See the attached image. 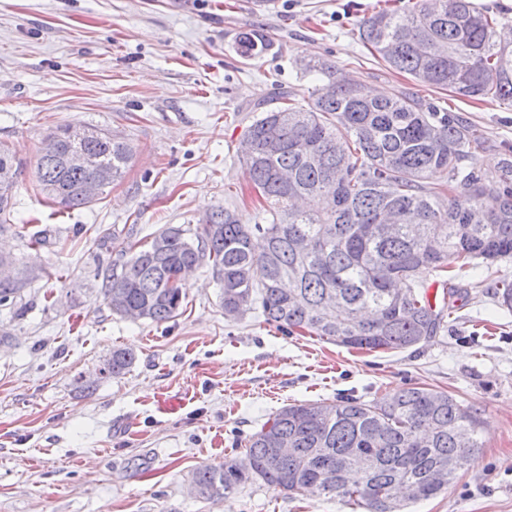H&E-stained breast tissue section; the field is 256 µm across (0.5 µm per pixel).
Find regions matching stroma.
<instances>
[{
    "mask_svg": "<svg viewBox=\"0 0 512 512\" xmlns=\"http://www.w3.org/2000/svg\"><path fill=\"white\" fill-rule=\"evenodd\" d=\"M378 0H0V142L24 162L16 188L23 235L0 246L24 287L0 310V512H366L333 495L296 496L260 481L221 498L193 495L203 464L242 455L281 408L351 394L378 400L429 387L477 409L479 453L435 498L409 512H512V313L492 280L459 271L467 296L431 341L403 351L348 349L290 336L260 310L225 318L208 268L190 277L179 316L156 325L113 316L96 267L165 225L205 224L211 211L256 221L258 197L237 154L245 104L277 88L308 95L299 63L326 57L376 93H435L379 65L357 40ZM266 34L254 59L240 32ZM481 132L489 177L512 156V103L454 99ZM109 129L134 146L121 180L90 207L59 216L36 168L57 126ZM131 226L110 252L98 238ZM51 228L33 251L27 235ZM135 362L98 377L113 349ZM94 391H87L88 382Z\"/></svg>",
    "mask_w": 512,
    "mask_h": 512,
    "instance_id": "obj_1",
    "label": "stroma"
}]
</instances>
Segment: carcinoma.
I'll use <instances>...</instances> for the list:
<instances>
[{"label": "carcinoma", "mask_w": 512, "mask_h": 512, "mask_svg": "<svg viewBox=\"0 0 512 512\" xmlns=\"http://www.w3.org/2000/svg\"><path fill=\"white\" fill-rule=\"evenodd\" d=\"M500 18L473 0H415L407 9L381 8L357 23L359 41L384 67L458 98L512 102V48L497 41ZM318 84L303 101L293 87L252 113L241 156L253 189L266 203L261 221L245 225L234 212L213 211L191 230L168 225L139 248L130 246L96 276L109 310L131 309L146 320L177 317L185 287H172L191 267L207 265L222 290L227 318L260 304L283 331L327 338L353 349L404 350L438 335L444 310L428 300L413 275L457 266L480 269L512 261V161L489 179L477 164L478 130L453 112L399 87L368 95L335 63L301 64ZM58 150L40 154L37 181L58 213L90 206L80 186L99 168L122 177L133 148L116 136L78 140L71 129L51 133ZM71 149L95 157L96 167L72 169ZM21 163L0 144V169ZM447 184H431L436 173ZM15 192H0V233L12 228ZM316 197L320 210L297 202ZM23 282L0 283V308L13 307ZM494 298L512 312V281L497 279ZM134 355L112 351L108 374L128 369ZM476 409L444 391L410 387L379 401L338 397L314 407L293 404L251 434L242 457L204 465L194 482L210 499L260 480L288 495L334 494L387 512V502L410 490L416 500L444 489L462 468L458 433L477 439ZM372 461L356 472L346 452Z\"/></svg>", "instance_id": "obj_1"}]
</instances>
